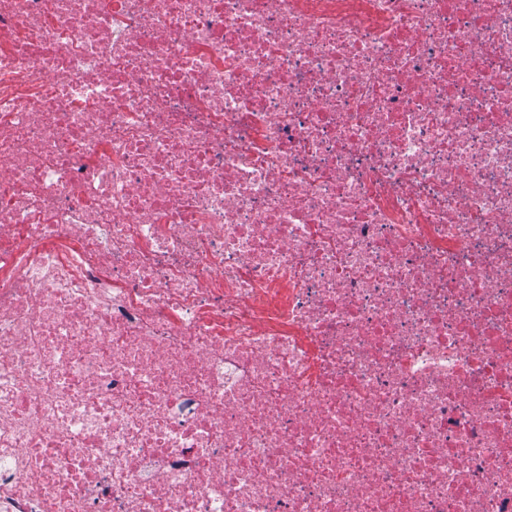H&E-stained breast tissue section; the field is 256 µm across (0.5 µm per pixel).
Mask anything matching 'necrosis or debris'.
Wrapping results in <instances>:
<instances>
[{
    "instance_id": "1",
    "label": "necrosis or debris",
    "mask_w": 512,
    "mask_h": 512,
    "mask_svg": "<svg viewBox=\"0 0 512 512\" xmlns=\"http://www.w3.org/2000/svg\"><path fill=\"white\" fill-rule=\"evenodd\" d=\"M0 512H512V0H0Z\"/></svg>"
}]
</instances>
